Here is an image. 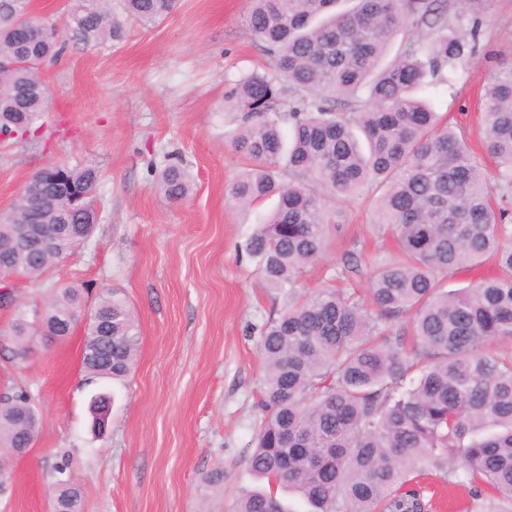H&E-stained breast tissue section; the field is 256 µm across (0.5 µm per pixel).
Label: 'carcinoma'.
Wrapping results in <instances>:
<instances>
[{
  "label": "carcinoma",
  "instance_id": "1",
  "mask_svg": "<svg viewBox=\"0 0 512 512\" xmlns=\"http://www.w3.org/2000/svg\"><path fill=\"white\" fill-rule=\"evenodd\" d=\"M252 0L250 37L270 57L241 74L224 108L241 114L235 150L251 167L230 190L242 211L277 198L248 239L266 287L288 304L263 325L261 425L245 462L266 485L236 512H289L277 491L297 492L307 512H425L412 480L429 467L448 485L470 486L473 508L512 512V356L486 346L512 342V59L497 61L482 99V149L442 123L417 93L473 55L484 0ZM176 0H77L65 25L91 47L117 44L126 21L161 22ZM59 31L30 16V0H0V133L32 139L49 91L42 65ZM402 41L385 60L397 37ZM291 128L284 143L283 126ZM18 135L11 136L12 132ZM172 203L191 174L170 155L152 164ZM92 167L51 163L34 173L0 214V279L38 281L75 254L98 222ZM375 192V224L395 254L379 263L367 299L327 280L300 289L327 252L334 204ZM41 225L51 242L34 252L19 227ZM491 259L497 272L455 291L448 279ZM83 289L50 290L44 313L15 308L5 335L23 366L37 338L75 326ZM84 322L87 379L122 380L136 365L137 317L126 297L104 289ZM40 416L21 386L0 394V475L35 444ZM52 512H83L82 488L56 466Z\"/></svg>",
  "mask_w": 512,
  "mask_h": 512
}]
</instances>
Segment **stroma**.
I'll use <instances>...</instances> for the list:
<instances>
[{"instance_id": "35a3bbf8", "label": "stroma", "mask_w": 512, "mask_h": 512, "mask_svg": "<svg viewBox=\"0 0 512 512\" xmlns=\"http://www.w3.org/2000/svg\"><path fill=\"white\" fill-rule=\"evenodd\" d=\"M251 0H178L159 25L128 23L117 45L89 47L65 33L58 57L43 67L52 103L43 136L0 143V213L27 180L50 163L95 167L100 221L75 255L41 284L20 280L15 299L43 306L50 289L74 285L94 307L102 289L120 290L140 324L135 370L122 381L87 382L83 326L40 342L22 368L0 357V389L18 384L40 412L38 438L11 464L13 491L0 512H50L55 466H67L84 492V512H233L258 481L245 456L259 424L263 366L259 327L286 302L263 288L245 250L273 209L231 207L226 192L246 168L232 145L239 124L224 94L240 73L268 58L247 35ZM512 54V0H489L474 56L447 81L422 90L440 118L480 143V98L494 58ZM181 153L194 175L179 204L160 196L151 161ZM324 259L302 275L315 286L333 277L363 291L376 262L393 248L376 232L369 195L342 200ZM362 272L342 275L347 252ZM112 408L93 425L92 394ZM223 470L224 482L207 477ZM419 485L429 512H465L468 488H449L430 469Z\"/></svg>"}]
</instances>
